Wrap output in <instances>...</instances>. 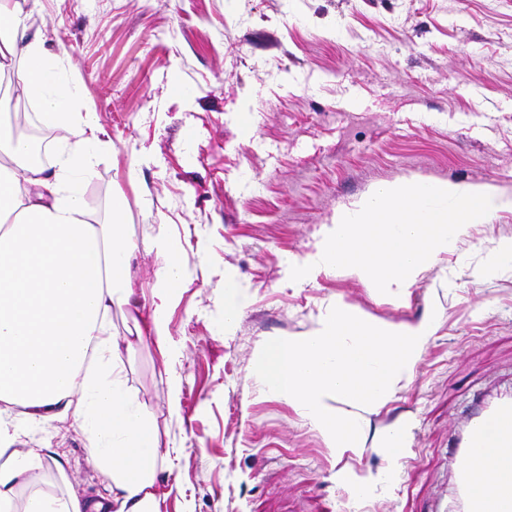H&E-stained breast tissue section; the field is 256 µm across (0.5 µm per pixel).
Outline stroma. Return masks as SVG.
Returning <instances> with one entry per match:
<instances>
[{"instance_id": "35a3bbf8", "label": "stroma", "mask_w": 512, "mask_h": 512, "mask_svg": "<svg viewBox=\"0 0 512 512\" xmlns=\"http://www.w3.org/2000/svg\"><path fill=\"white\" fill-rule=\"evenodd\" d=\"M27 38L51 47L105 132L90 218L122 194L137 249L136 310L112 314L125 385L168 456L161 512H458L448 443L476 402L512 393V212L471 225L406 303L345 272L288 282L336 210L377 187L451 180L512 192V0H24ZM170 225L195 276L168 311L169 359L148 328ZM245 305L224 325V282ZM343 302L435 328L411 381L329 448L254 372L263 344L313 330ZM20 448L54 458L18 487L97 498L104 476L72 417L29 422ZM408 443L389 458L392 432ZM365 485L356 496L357 485Z\"/></svg>"}]
</instances>
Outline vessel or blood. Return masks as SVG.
Masks as SVG:
<instances>
[{
	"label": "vessel or blood",
	"instance_id": "obj_1",
	"mask_svg": "<svg viewBox=\"0 0 512 512\" xmlns=\"http://www.w3.org/2000/svg\"><path fill=\"white\" fill-rule=\"evenodd\" d=\"M452 446L453 489L464 512H512V396L481 405ZM478 463L484 467L481 479L474 469Z\"/></svg>",
	"mask_w": 512,
	"mask_h": 512
}]
</instances>
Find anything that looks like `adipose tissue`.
<instances>
[{"instance_id": "obj_1", "label": "adipose tissue", "mask_w": 512, "mask_h": 512, "mask_svg": "<svg viewBox=\"0 0 512 512\" xmlns=\"http://www.w3.org/2000/svg\"><path fill=\"white\" fill-rule=\"evenodd\" d=\"M15 0H0V73L22 59L18 78L44 119L63 131L52 170L29 164V146L0 126V402L19 404L31 419L72 414L89 439L87 462L112 484L102 501L36 493L24 512H160L158 466L164 455L154 426L124 388L116 362L113 310L130 309L129 261L136 249L121 198L108 218L91 223L84 188L105 142L92 114L73 111L80 94L41 39L22 41ZM151 248L155 274L149 331L160 355L169 346L165 320L192 271L168 225ZM20 427L0 417V512H12L17 487L45 467V457L14 442Z\"/></svg>"}]
</instances>
